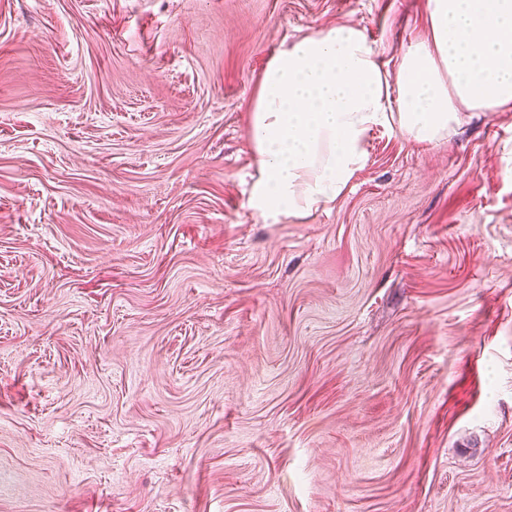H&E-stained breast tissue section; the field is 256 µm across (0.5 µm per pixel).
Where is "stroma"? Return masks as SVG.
Here are the masks:
<instances>
[{
	"mask_svg": "<svg viewBox=\"0 0 512 512\" xmlns=\"http://www.w3.org/2000/svg\"><path fill=\"white\" fill-rule=\"evenodd\" d=\"M425 13L0 0V512H512V107L247 206L280 43Z\"/></svg>",
	"mask_w": 512,
	"mask_h": 512,
	"instance_id": "stroma-1",
	"label": "stroma"
}]
</instances>
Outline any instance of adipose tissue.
I'll list each match as a JSON object with an SVG mask.
<instances>
[{"instance_id": "1", "label": "adipose tissue", "mask_w": 512, "mask_h": 512, "mask_svg": "<svg viewBox=\"0 0 512 512\" xmlns=\"http://www.w3.org/2000/svg\"><path fill=\"white\" fill-rule=\"evenodd\" d=\"M426 12L428 37L394 69L349 23L281 43L249 119L255 215L275 224L329 207L364 167L373 128L435 145L460 111L512 105V0H426Z\"/></svg>"}]
</instances>
